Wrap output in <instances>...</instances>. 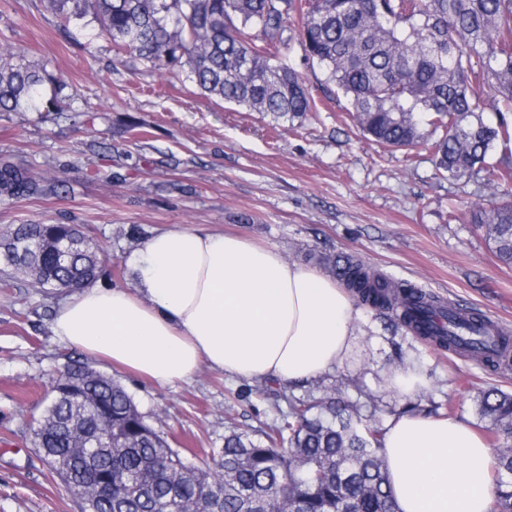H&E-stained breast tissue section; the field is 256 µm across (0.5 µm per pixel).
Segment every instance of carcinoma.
Here are the masks:
<instances>
[{
  "mask_svg": "<svg viewBox=\"0 0 512 512\" xmlns=\"http://www.w3.org/2000/svg\"><path fill=\"white\" fill-rule=\"evenodd\" d=\"M64 30L91 14L95 38L134 55L151 72L175 67L211 98L292 123L319 111L304 78L279 61L295 34L325 82L347 98L346 111L372 141L408 148L431 142L442 179L484 174L496 187L512 179V0H49ZM55 81L24 52L0 45V112L73 111L78 89L43 98ZM487 102L495 121L484 116ZM501 155H496V152ZM65 180L39 178L0 163V201L57 195ZM499 261L512 266V201L472 205ZM38 243L24 255L18 242ZM75 243L54 258L58 243ZM100 248L74 224H22L0 237V261L40 287L73 290L93 281ZM337 280L373 307L402 309L399 321L453 350L484 336L476 312L448 311L422 290L368 271L348 257L330 260ZM82 379L77 394L52 381L50 405L35 440L48 449L52 472L83 484L82 512H396L380 449L387 427L365 422L354 404L291 397L288 410L255 439L230 431L215 466L186 460L146 422L112 378ZM494 449V512H512V393L488 389L478 399ZM112 430L126 447L96 463L73 448ZM112 473V508L96 500L98 478Z\"/></svg>",
  "mask_w": 512,
  "mask_h": 512,
  "instance_id": "obj_1",
  "label": "carcinoma"
}]
</instances>
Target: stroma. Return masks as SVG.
Here are the masks:
<instances>
[{"mask_svg":"<svg viewBox=\"0 0 512 512\" xmlns=\"http://www.w3.org/2000/svg\"><path fill=\"white\" fill-rule=\"evenodd\" d=\"M47 0H0V44L21 49L80 92L74 112H0V162L47 178L67 175L66 193L0 203V232L19 224L78 225L103 248L97 283L131 286L126 265L140 239L167 229L206 228L277 247L291 263L320 268L344 252L444 303L498 317L512 332V267L502 265L469 221L478 201L512 195L482 177L436 179L426 144L384 148L366 139L336 97L295 124L207 99L185 75L149 73L109 41L85 52L98 25L85 17L77 41L63 37ZM139 136L126 131L128 119ZM120 173L104 182L100 171ZM59 293L0 265V512H80L34 444L52 377L80 362L120 381L146 420L187 458L224 445V427L255 433L276 415L261 378L202 368L161 387L58 341ZM344 361L291 395L342 385L345 400L382 423L434 408L483 431L476 397L512 392V365L484 367L439 349L391 311L361 305ZM416 365L424 382L398 391L395 374Z\"/></svg>","mask_w":512,"mask_h":512,"instance_id":"1","label":"stroma"}]
</instances>
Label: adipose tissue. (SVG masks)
<instances>
[{
	"label": "adipose tissue",
	"instance_id": "ef3b65f1",
	"mask_svg": "<svg viewBox=\"0 0 512 512\" xmlns=\"http://www.w3.org/2000/svg\"><path fill=\"white\" fill-rule=\"evenodd\" d=\"M128 266L134 288H78L51 328L64 344L158 385L203 366L303 385L352 346L360 311L351 294L277 248L170 229L141 240ZM381 454L398 512H492L491 450L461 421L400 415Z\"/></svg>",
	"mask_w": 512,
	"mask_h": 512
}]
</instances>
